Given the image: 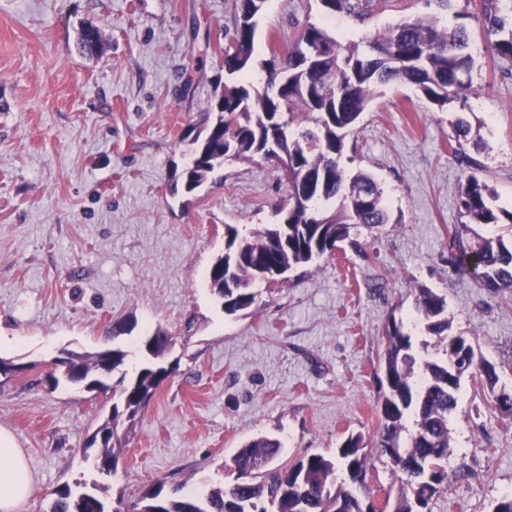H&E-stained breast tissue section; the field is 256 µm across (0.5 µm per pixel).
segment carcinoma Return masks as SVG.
Segmentation results:
<instances>
[{"label": "carcinoma", "mask_w": 512, "mask_h": 512, "mask_svg": "<svg viewBox=\"0 0 512 512\" xmlns=\"http://www.w3.org/2000/svg\"><path fill=\"white\" fill-rule=\"evenodd\" d=\"M267 0H232L237 21L224 47V85L210 104L213 115L205 127L190 125L181 142L188 161L174 177L173 192L199 189L224 160H274L288 170V198L276 215L288 211V223L267 224L247 236L225 225L224 255L208 270L206 282L228 316L249 310L258 292L251 288L259 275L290 270L328 254L349 238L353 226L377 229L389 222L383 191L362 171L349 174L342 166L346 140L367 112L378 88L409 85L430 102L444 107L453 101L466 106L473 65L467 24H444L437 13L401 19L366 39L339 42L329 31L309 24L284 53L265 62L264 88L243 79L251 67L258 18ZM331 14L364 23L378 12L394 9L395 0H320ZM472 18L486 32L494 56L512 63V0H480ZM80 53L102 50V35L84 28ZM278 145L282 152L274 150ZM495 195L483 180L472 177L460 196L461 213L469 219L448 236V264L458 274L474 273L490 291L512 288V239L477 237L464 242L468 224H512V211L494 205ZM415 320L438 338L437 355L416 364L409 328L388 318L384 349L376 378L379 430L376 447L402 474L395 512H414L415 503L431 512L430 502L448 487L445 465L450 448L449 417L457 407L464 376L454 375V358L475 353L471 341L451 333L445 298L430 288L413 289ZM169 332L159 326L140 337L142 360L134 372L125 369L127 352L119 347L95 353L65 351L48 374L53 387L65 383L87 392L112 391L107 418L85 441V451L115 474L130 427L173 371L165 363ZM467 375L495 391V366L467 367ZM281 444L258 437L240 448L232 484L196 494L164 492L155 482L139 500L117 499L110 508L108 487L96 479L54 490L50 512H367V445L360 433L349 434L334 454L313 453L288 467L273 465Z\"/></svg>", "instance_id": "cac0c4a2"}]
</instances>
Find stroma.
Listing matches in <instances>:
<instances>
[{
  "label": "stroma",
  "instance_id": "obj_1",
  "mask_svg": "<svg viewBox=\"0 0 512 512\" xmlns=\"http://www.w3.org/2000/svg\"><path fill=\"white\" fill-rule=\"evenodd\" d=\"M435 10L399 0L360 25L326 16L318 0H267L252 68L310 23L342 41ZM236 20L232 0H0V357L27 366L0 376V427L35 484L18 512H48L55 489L88 475L84 442L111 408L107 395L48 385L63 349L116 345L134 364L137 337L159 325L173 337L175 369L108 481L110 497L128 502L159 480L186 490L232 481L234 455L262 435L280 440L285 465L362 434L372 498L396 493L400 475L375 446L374 372L389 315L412 322L419 286L446 299L454 333L512 387V290L448 265L469 177L512 210V65L494 61L473 22L467 107L382 89L344 163L381 186L388 224L352 227L335 257L293 269L260 288L252 311L228 316L204 280L225 227L245 235L274 223L288 184L259 158L225 162L191 196L172 183L181 132L210 118ZM87 26L103 38L94 57L77 49ZM460 122L470 134L456 154ZM117 322L132 333L112 337ZM449 427L448 468L466 475L432 512H494L512 493V425L467 378Z\"/></svg>",
  "mask_w": 512,
  "mask_h": 512
}]
</instances>
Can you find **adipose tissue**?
<instances>
[{
  "mask_svg": "<svg viewBox=\"0 0 512 512\" xmlns=\"http://www.w3.org/2000/svg\"><path fill=\"white\" fill-rule=\"evenodd\" d=\"M33 489L28 462L15 436L0 427V512H17Z\"/></svg>",
  "mask_w": 512,
  "mask_h": 512,
  "instance_id": "adipose-tissue-1",
  "label": "adipose tissue"
}]
</instances>
